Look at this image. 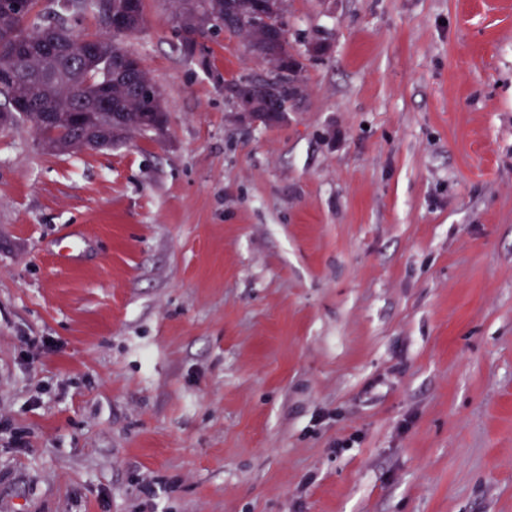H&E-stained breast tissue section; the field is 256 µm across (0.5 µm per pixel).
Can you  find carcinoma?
Here are the masks:
<instances>
[{
    "instance_id": "cac0c4a2",
    "label": "carcinoma",
    "mask_w": 512,
    "mask_h": 512,
    "mask_svg": "<svg viewBox=\"0 0 512 512\" xmlns=\"http://www.w3.org/2000/svg\"><path fill=\"white\" fill-rule=\"evenodd\" d=\"M175 31L180 47L196 37H207L222 29L245 32L252 37L256 56L277 55L291 59L287 74L259 86L250 79H240L247 93L257 97L256 112L263 113L271 104L283 107L292 98V83L303 80L305 64L292 57L288 37H267L269 20L284 15V0H263V15L256 12V0H172ZM38 0H30L28 11L0 14V109L15 100L25 104L27 117L44 112H70L96 93L102 73L112 77V101L117 116L128 124L148 132L158 113H165L163 98L146 94V73L133 77L111 68V60L126 51L124 36L115 33L74 34L62 22L37 19ZM105 41L103 55L85 60L75 51V44L86 39Z\"/></svg>"
}]
</instances>
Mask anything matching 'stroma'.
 I'll list each match as a JSON object with an SVG mask.
<instances>
[{
    "label": "stroma",
    "instance_id": "1",
    "mask_svg": "<svg viewBox=\"0 0 512 512\" xmlns=\"http://www.w3.org/2000/svg\"><path fill=\"white\" fill-rule=\"evenodd\" d=\"M125 38L165 136L0 130V512H512V0H286ZM172 2L176 3L173 22L179 37L180 48L184 53V47L188 43L186 51L190 59L201 60L203 57L204 42L199 37H207L224 28L238 34H242L243 31L247 35L251 33L252 46L258 58L277 55L261 60L263 72L260 77L273 81L281 75L271 84L259 86L249 78L229 82L240 85L248 94L257 97L256 111L251 100L236 88H224L239 120L255 122L258 121L256 112L260 118L269 105L283 107L288 104V98L289 100L292 98V83L296 80L304 82L305 64L303 59L293 58L287 30L286 36L282 35L280 39H271L265 33V29L273 26L266 22L265 18L267 20L283 18L284 0H264L262 11L265 18L257 15L255 0H172ZM215 2H222V5ZM218 19L222 21L221 24L217 22ZM194 37L198 38L189 43ZM278 56L285 59L291 58L290 68L285 70L284 59ZM285 71L287 74L282 75ZM290 106L291 104H288L286 112L290 111ZM286 112H281L278 108L268 112L265 118L266 124L280 123L285 119ZM84 112H87V109L81 107L71 113L68 128L66 129V136L54 138V140L48 144L51 150L58 152H71L85 147L86 139L82 134L79 135L82 115Z\"/></svg>",
    "mask_w": 512,
    "mask_h": 512
}]
</instances>
